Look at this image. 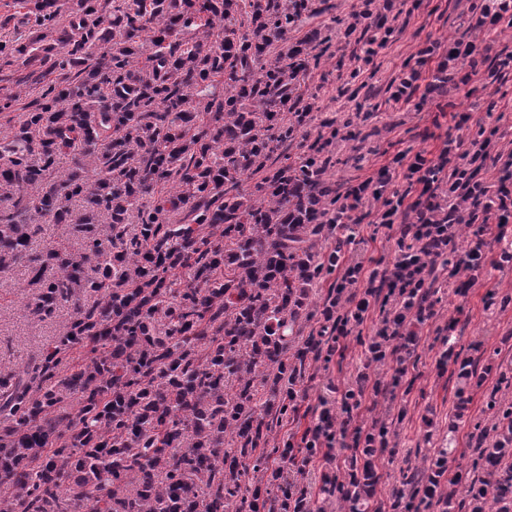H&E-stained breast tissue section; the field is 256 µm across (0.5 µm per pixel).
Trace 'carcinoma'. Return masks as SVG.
Here are the masks:
<instances>
[{
	"instance_id": "carcinoma-1",
	"label": "carcinoma",
	"mask_w": 512,
	"mask_h": 512,
	"mask_svg": "<svg viewBox=\"0 0 512 512\" xmlns=\"http://www.w3.org/2000/svg\"><path fill=\"white\" fill-rule=\"evenodd\" d=\"M22 5L32 36L0 53L22 60L16 85L43 90L0 137L11 202L0 271L28 269L34 319L71 313L38 362L0 372V512H512V362L461 344V303L436 329V368L455 379L448 438L377 499L408 409L378 412L376 398L410 392L419 333L442 302L434 283L464 299L487 267L512 263V170L484 184L498 129L478 123L452 173L443 157L425 163L414 221L377 287L351 277L364 203L328 172L374 150L361 66L397 31L392 0H360L303 37L331 0H77L66 15L59 0ZM342 40L359 65L346 66ZM445 48L492 80L512 68V55L488 64ZM418 72L405 63L391 98L412 97ZM334 73L354 111L318 118ZM370 198L397 216L404 194L383 170ZM46 224L79 247L43 240ZM88 289L103 301L80 304ZM484 300L503 310L512 294ZM375 309L374 334L354 335ZM352 335L366 347L356 379L317 396L302 433L275 437L272 422L300 420L311 364L341 365ZM494 370L482 415L469 416ZM461 428L471 463L452 473Z\"/></svg>"
}]
</instances>
